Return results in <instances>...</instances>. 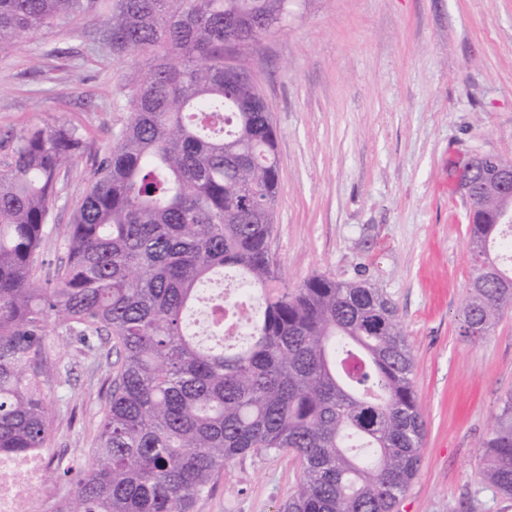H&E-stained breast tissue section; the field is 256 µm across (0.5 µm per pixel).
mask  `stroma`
<instances>
[{
    "mask_svg": "<svg viewBox=\"0 0 512 512\" xmlns=\"http://www.w3.org/2000/svg\"><path fill=\"white\" fill-rule=\"evenodd\" d=\"M288 21L248 53L273 114L282 182L270 256L295 286L368 279L397 314L425 421L420 463L396 512H512L482 475L479 444L512 396V312L462 333L471 282L467 208L454 167L512 157V0H289ZM94 27L48 32L0 58V170L36 125L79 129L85 150L54 206L41 257L65 260L72 207L126 124L135 63L87 49ZM64 54L39 59L42 41ZM50 334L66 375L51 383L54 449L88 462L106 361ZM299 456L252 451L225 465L194 512H278Z\"/></svg>",
    "mask_w": 512,
    "mask_h": 512,
    "instance_id": "stroma-1",
    "label": "stroma"
}]
</instances>
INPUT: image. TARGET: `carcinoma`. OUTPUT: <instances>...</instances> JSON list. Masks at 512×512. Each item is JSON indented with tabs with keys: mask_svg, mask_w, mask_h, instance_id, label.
Listing matches in <instances>:
<instances>
[{
	"mask_svg": "<svg viewBox=\"0 0 512 512\" xmlns=\"http://www.w3.org/2000/svg\"><path fill=\"white\" fill-rule=\"evenodd\" d=\"M146 67L129 76L127 123L77 199L67 261L39 259L78 129L34 126L0 171V456L51 442L57 323L84 349L118 353L90 463L51 462L46 512H193L224 465L294 451L302 473L279 512H394L416 476L424 422L395 304L366 280L316 274L296 287L268 243L282 190L277 131L250 72L224 74V46L272 34L288 0H0V57L73 29ZM465 334L512 311V263L492 182L476 178ZM232 274L224 323L191 316ZM484 476L512 497V398L494 416Z\"/></svg>",
	"mask_w": 512,
	"mask_h": 512,
	"instance_id": "obj_1",
	"label": "carcinoma"
}]
</instances>
